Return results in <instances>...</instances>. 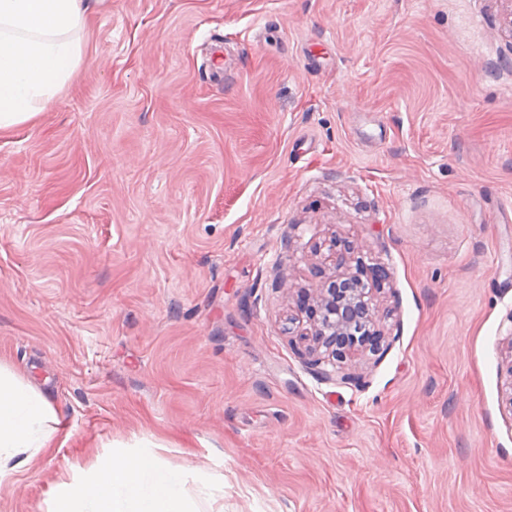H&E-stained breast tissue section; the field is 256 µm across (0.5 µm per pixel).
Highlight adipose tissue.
<instances>
[{
    "label": "adipose tissue",
    "mask_w": 512,
    "mask_h": 512,
    "mask_svg": "<svg viewBox=\"0 0 512 512\" xmlns=\"http://www.w3.org/2000/svg\"><path fill=\"white\" fill-rule=\"evenodd\" d=\"M98 0H0V133L35 120L71 79ZM63 427L49 394L0 366V483L32 465ZM46 512H201L183 473L151 454L49 483Z\"/></svg>",
    "instance_id": "obj_1"
}]
</instances>
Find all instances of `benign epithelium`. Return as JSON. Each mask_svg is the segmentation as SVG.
<instances>
[{"label":"benign epithelium","mask_w":512,"mask_h":512,"mask_svg":"<svg viewBox=\"0 0 512 512\" xmlns=\"http://www.w3.org/2000/svg\"><path fill=\"white\" fill-rule=\"evenodd\" d=\"M351 250L353 246L341 240H330L326 261L333 272L301 295L313 301L306 307L309 324L291 329L305 344L308 364L332 366L333 372L326 377L334 376L344 383L352 380L345 364L358 361L367 351L379 352L384 342L376 300L385 279L361 280L360 272L350 268Z\"/></svg>","instance_id":"7a95c632"}]
</instances>
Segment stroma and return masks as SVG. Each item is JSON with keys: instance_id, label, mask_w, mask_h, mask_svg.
I'll list each match as a JSON object with an SVG mask.
<instances>
[{"instance_id": "1", "label": "stroma", "mask_w": 512, "mask_h": 512, "mask_svg": "<svg viewBox=\"0 0 512 512\" xmlns=\"http://www.w3.org/2000/svg\"><path fill=\"white\" fill-rule=\"evenodd\" d=\"M499 0H102L0 134V363L65 427L0 488L150 453L224 512H512V41ZM384 267L387 338L288 335L316 248Z\"/></svg>"}]
</instances>
